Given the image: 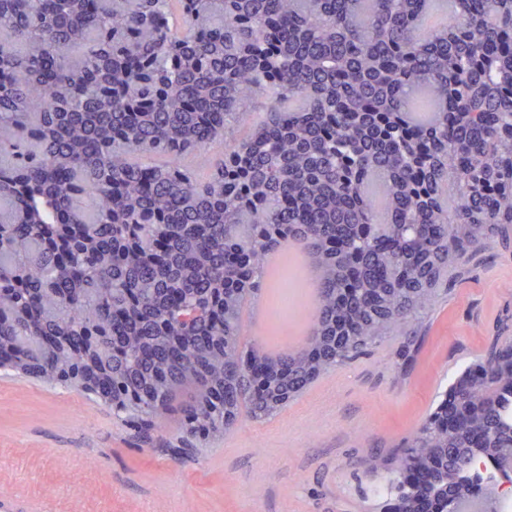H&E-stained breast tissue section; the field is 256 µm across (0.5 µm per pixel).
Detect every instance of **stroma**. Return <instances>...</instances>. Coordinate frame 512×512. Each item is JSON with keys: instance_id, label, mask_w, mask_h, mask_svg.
<instances>
[{"instance_id": "obj_1", "label": "stroma", "mask_w": 512, "mask_h": 512, "mask_svg": "<svg viewBox=\"0 0 512 512\" xmlns=\"http://www.w3.org/2000/svg\"><path fill=\"white\" fill-rule=\"evenodd\" d=\"M410 331L314 381L274 417L181 449L149 445L81 393L0 371V512H373L372 457L392 453L460 367L512 336V248L490 241L450 268Z\"/></svg>"}]
</instances>
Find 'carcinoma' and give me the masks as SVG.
<instances>
[{
	"mask_svg": "<svg viewBox=\"0 0 512 512\" xmlns=\"http://www.w3.org/2000/svg\"><path fill=\"white\" fill-rule=\"evenodd\" d=\"M0 0V368L90 394L183 443L281 410L512 244V0ZM266 109L255 116L256 102ZM250 134L204 177L186 158ZM305 243L309 335L240 342L268 256ZM512 339L467 366L390 492L472 499L512 447ZM432 482L409 487L412 464Z\"/></svg>",
	"mask_w": 512,
	"mask_h": 512,
	"instance_id": "1",
	"label": "carcinoma"
}]
</instances>
